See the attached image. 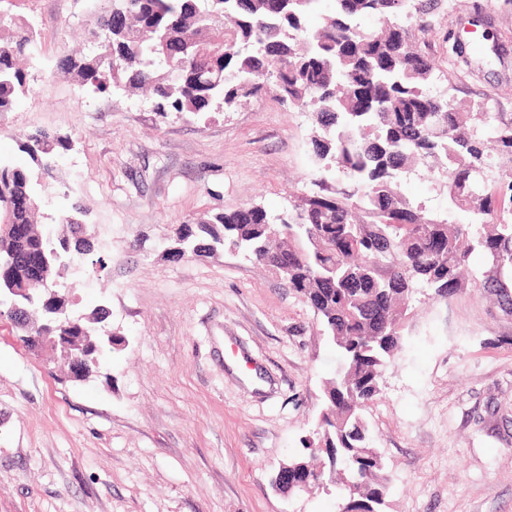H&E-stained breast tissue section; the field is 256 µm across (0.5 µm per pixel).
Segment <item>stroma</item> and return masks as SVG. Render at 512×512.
Returning <instances> with one entry per match:
<instances>
[{
    "instance_id": "obj_1",
    "label": "stroma",
    "mask_w": 512,
    "mask_h": 512,
    "mask_svg": "<svg viewBox=\"0 0 512 512\" xmlns=\"http://www.w3.org/2000/svg\"><path fill=\"white\" fill-rule=\"evenodd\" d=\"M111 0H0L30 21L29 93L0 114V159L25 168L21 136H70L42 216L80 201L97 273L65 271L71 307L103 305L126 340L79 382L0 316V512H337L335 487L284 494L324 408L337 362L313 310L274 269L224 250L174 260L178 225L250 205L277 215L312 191V119L275 88L231 112L159 113L145 92L95 93L61 59L88 51ZM430 52L451 41L467 65L442 82L451 101L512 118V0H441ZM403 196L447 209L438 173ZM403 349L364 410L391 477L383 512H512V315L474 280L453 296L418 290Z\"/></svg>"
}]
</instances>
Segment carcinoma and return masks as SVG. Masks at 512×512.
<instances>
[{
  "label": "carcinoma",
  "mask_w": 512,
  "mask_h": 512,
  "mask_svg": "<svg viewBox=\"0 0 512 512\" xmlns=\"http://www.w3.org/2000/svg\"><path fill=\"white\" fill-rule=\"evenodd\" d=\"M316 0H112L89 31L91 49L65 59L80 82L103 93L112 85L148 87L160 113L230 111L264 86L276 84L282 102L311 114V151L344 180L272 217L251 206L182 224L176 245L202 258L235 244L255 262L280 270L313 310L334 348L338 368L324 388L325 412L314 440L288 463L299 481L315 483L319 456L344 486L339 512H381L390 479L372 445L363 409L380 394L387 366L401 350L408 303L418 288L451 295L479 251L481 286L512 314V121L499 113L455 107L431 89L436 58L422 49L433 32L438 0H336L317 28L308 26ZM377 18L381 30L361 21ZM37 47L34 28L0 16V113L27 91L22 59ZM72 147L68 136L38 130L22 136L31 165H0V225L26 224L29 234H0V252L44 251L49 275L68 250L90 265L94 239L75 240L86 216L80 202L54 219L58 236L40 230L46 180ZM421 165L443 174L448 214L468 224L427 215L401 195V179ZM496 216V221L488 220ZM0 286L26 287L20 262L0 266ZM36 309L40 324L62 301L14 295Z\"/></svg>",
  "instance_id": "obj_1"
}]
</instances>
